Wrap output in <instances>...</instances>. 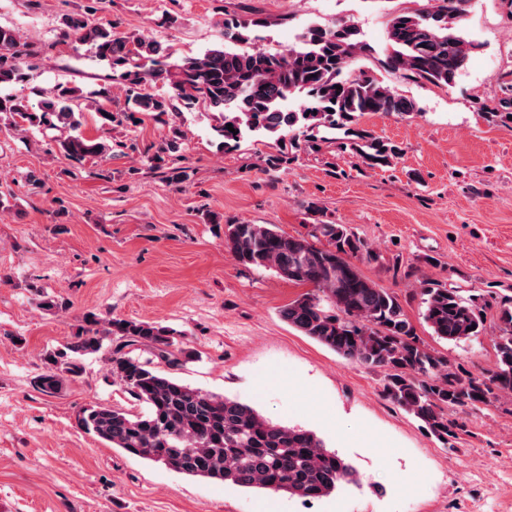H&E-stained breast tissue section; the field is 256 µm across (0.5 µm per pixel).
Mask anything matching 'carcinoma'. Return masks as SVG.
I'll return each instance as SVG.
<instances>
[{
  "label": "carcinoma",
  "mask_w": 512,
  "mask_h": 512,
  "mask_svg": "<svg viewBox=\"0 0 512 512\" xmlns=\"http://www.w3.org/2000/svg\"><path fill=\"white\" fill-rule=\"evenodd\" d=\"M470 0H437L430 10L391 15L386 26L382 67L414 81L451 86L479 44L468 39L460 22ZM97 0L63 19V36L86 45L109 63V79L122 86L125 105L112 109L109 90L97 91L95 112L102 126L135 125L141 116L177 118L203 105L213 112L220 147H240L261 134L292 148L323 143L359 156L371 166L399 158L397 146L358 128L360 118L376 113L408 115L412 99L397 93L359 62L376 49L347 23L312 25L284 51L256 45L261 17L224 18V43L170 64L168 47L153 37L119 33L92 20ZM37 54L14 29L0 26V86L34 79ZM165 79L167 95L146 85ZM83 95L60 83L37 104L0 95V121L20 131L52 133L50 141L68 158L86 162L104 157L109 147L82 131ZM235 132H230L227 125ZM184 134L176 123L154 154L150 167L164 170ZM312 237L279 233L271 224H228L224 244L242 264L269 268L312 290L284 306L281 317L301 334L349 363L386 371L384 392L443 445L455 436L446 410L512 397V297L499 308L495 339L496 368L487 378H463L448 357L429 349L416 336L398 298L365 278L355 259L372 257L345 224L314 225ZM423 317L433 334L448 342L477 336L485 306L475 295L435 281L422 284ZM96 318L63 349L49 356L40 377L42 391L58 390L65 375L82 372V358L101 351L110 339V374L138 404L140 413L105 404L83 408L78 425L112 448L160 463L188 477L244 489L284 492L319 499L359 482L357 472L314 431L274 423L238 399L183 383L174 371L189 352L178 346L172 329L147 321L112 319L102 329ZM148 354L144 358L133 349Z\"/></svg>",
  "instance_id": "carcinoma-1"
}]
</instances>
